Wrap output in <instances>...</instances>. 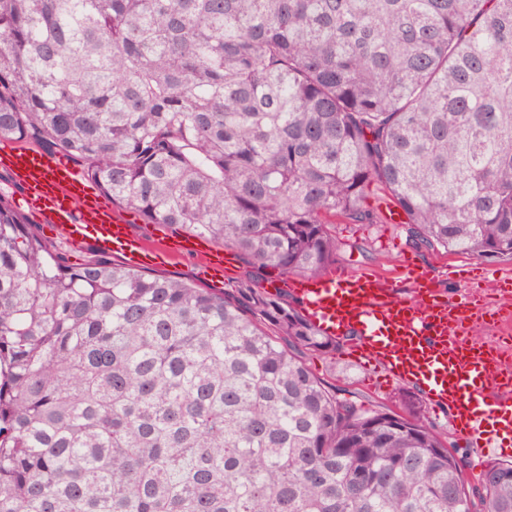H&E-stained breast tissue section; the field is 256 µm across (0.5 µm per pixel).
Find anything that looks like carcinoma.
Masks as SVG:
<instances>
[{
    "label": "carcinoma",
    "mask_w": 512,
    "mask_h": 512,
    "mask_svg": "<svg viewBox=\"0 0 512 512\" xmlns=\"http://www.w3.org/2000/svg\"><path fill=\"white\" fill-rule=\"evenodd\" d=\"M4 141L249 271L229 300L72 263L0 193V512H512V461L469 491L418 399L326 386L298 352L339 339L262 285L385 209L512 259V0H0Z\"/></svg>",
    "instance_id": "obj_1"
}]
</instances>
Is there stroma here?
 I'll return each mask as SVG.
<instances>
[{
    "instance_id": "obj_1",
    "label": "stroma",
    "mask_w": 512,
    "mask_h": 512,
    "mask_svg": "<svg viewBox=\"0 0 512 512\" xmlns=\"http://www.w3.org/2000/svg\"><path fill=\"white\" fill-rule=\"evenodd\" d=\"M330 231L339 244L338 265L354 273L374 272L383 276L394 295L404 301L413 299L414 288L409 279L397 275L396 269L399 262L409 256L428 270L442 297L453 302L461 301L466 293L463 277L485 272L512 273V260L508 259L486 260L467 254L415 249L409 243L406 227L402 224H347L339 221L331 225ZM303 359L311 371L328 385L376 406L395 407L411 392L410 387L397 383L381 389L373 387L368 381V371L351 361L342 347L324 355L307 353ZM421 417L425 424L440 434L449 448L465 457V477L468 483H475L484 461L477 458L455 434L447 411L436 410L427 404Z\"/></svg>"
}]
</instances>
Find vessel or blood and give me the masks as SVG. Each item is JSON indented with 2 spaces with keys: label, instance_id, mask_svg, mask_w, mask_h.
Here are the masks:
<instances>
[{
  "label": "vessel or blood",
  "instance_id": "vessel-or-blood-1",
  "mask_svg": "<svg viewBox=\"0 0 512 512\" xmlns=\"http://www.w3.org/2000/svg\"><path fill=\"white\" fill-rule=\"evenodd\" d=\"M23 202L42 223L53 225L75 244L92 242L104 253L121 255L134 267L196 256L206 275H223L229 259L221 250L194 238L136 236L129 224L96 200L80 196L74 168L43 151L17 150L5 162ZM416 298L396 299L381 279L334 270L291 282L308 319L323 333H354L357 361L381 372L385 381L417 388L436 409L447 410L457 436L474 448H500L512 439V361L501 342L480 343L469 334L473 324L497 325L501 310L487 293L512 294V278L483 277L462 303L443 300L427 271L413 261L401 264Z\"/></svg>",
  "mask_w": 512,
  "mask_h": 512
}]
</instances>
